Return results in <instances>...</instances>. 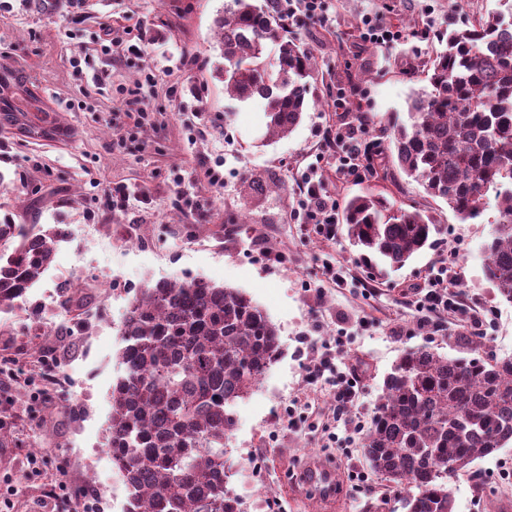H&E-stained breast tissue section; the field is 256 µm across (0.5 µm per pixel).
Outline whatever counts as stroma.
Instances as JSON below:
<instances>
[{"label": "stroma", "mask_w": 512, "mask_h": 512, "mask_svg": "<svg viewBox=\"0 0 512 512\" xmlns=\"http://www.w3.org/2000/svg\"><path fill=\"white\" fill-rule=\"evenodd\" d=\"M226 0H0V72L23 75L43 102L35 123L61 117L64 129L32 139L0 125V219L62 224L67 237L52 266L11 310L0 313V512H27L46 487L63 485L78 512H125L128 491L104 446L109 394L120 373V328L138 289L204 278L249 295L279 332L281 355L235 407L225 443L229 487L243 512H325L300 473L332 466L341 489L334 512H362L390 495L354 430L371 420L384 379L401 350L464 355L458 336L481 337L484 353L512 357V303L484 274L482 256L498 217L496 202L463 222L417 182H382L371 171L340 172L339 149L323 133L375 146L385 155L407 100L427 83L412 67L448 30L501 12L500 0H327L326 20L297 13L288 36L312 50L315 77L300 123L284 138L267 133L262 99L224 92L215 24ZM381 17L399 41L366 40L365 16ZM141 46L122 64L106 61L99 24ZM152 72V86L142 83ZM345 95L354 109L336 111ZM147 108L136 127L126 112ZM223 160V187L205 171ZM316 167L331 200L344 206L370 192L417 205L438 231L398 270L366 262L338 224L323 239L298 214L299 180ZM126 185L125 207L112 204ZM203 203L191 210L188 201ZM335 265L342 281L328 278ZM458 281L457 309L419 308L433 268ZM77 314L40 326L68 289ZM330 354L337 371L358 375L356 395L336 411L335 383L308 376ZM454 512H512V444L477 459L450 483Z\"/></svg>", "instance_id": "obj_1"}]
</instances>
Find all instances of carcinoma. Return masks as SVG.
Instances as JSON below:
<instances>
[{
  "label": "carcinoma",
  "instance_id": "1",
  "mask_svg": "<svg viewBox=\"0 0 512 512\" xmlns=\"http://www.w3.org/2000/svg\"><path fill=\"white\" fill-rule=\"evenodd\" d=\"M224 92L266 101L268 133L289 135L305 111L313 77L310 49L284 37L272 3L228 0L216 20ZM277 52L268 67L269 47ZM430 89L408 100L409 124L390 133V158L372 173L401 172L465 221L479 217L495 192L499 216L485 245L486 278L512 302V21L480 22L448 33L426 64ZM36 97L0 81V121L26 116L15 99ZM348 238L365 260L403 267L432 244L433 216L395 207L374 194L349 198ZM66 230L0 221V312L47 271ZM123 374L112 383L105 448L128 489L126 512H242L228 489L224 440L234 408L280 355L279 334L243 292L211 280L147 285L132 298L120 329ZM468 355L429 349L401 353L386 376L364 452L399 492L405 512H453L452 463L472 462L512 444V359L488 360L482 343L459 336Z\"/></svg>",
  "mask_w": 512,
  "mask_h": 512
}]
</instances>
